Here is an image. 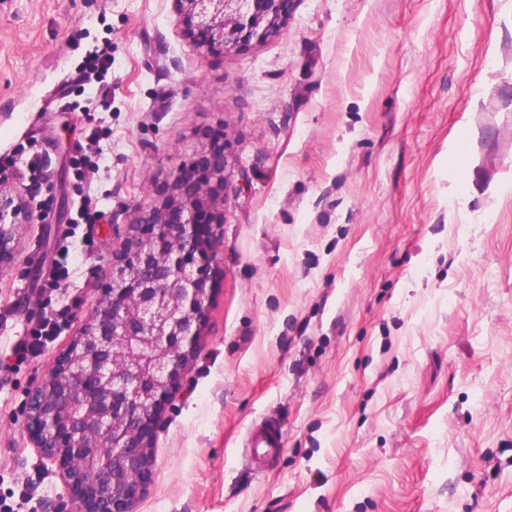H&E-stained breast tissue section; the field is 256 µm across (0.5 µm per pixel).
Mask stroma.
<instances>
[{
	"instance_id": "35a3bbf8",
	"label": "stroma",
	"mask_w": 512,
	"mask_h": 512,
	"mask_svg": "<svg viewBox=\"0 0 512 512\" xmlns=\"http://www.w3.org/2000/svg\"><path fill=\"white\" fill-rule=\"evenodd\" d=\"M106 41L112 107L71 111ZM93 130L102 217L77 224ZM31 144L41 185L0 167L37 216L0 261V503H68L24 402L101 302L134 206L217 144L209 307L133 512H512V0H295L224 53L176 0H0V154ZM270 416L277 456L246 457Z\"/></svg>"
}]
</instances>
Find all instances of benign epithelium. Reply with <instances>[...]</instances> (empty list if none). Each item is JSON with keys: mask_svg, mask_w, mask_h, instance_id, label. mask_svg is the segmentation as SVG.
I'll return each instance as SVG.
<instances>
[{"mask_svg": "<svg viewBox=\"0 0 512 512\" xmlns=\"http://www.w3.org/2000/svg\"><path fill=\"white\" fill-rule=\"evenodd\" d=\"M205 51L279 33L292 0H178ZM229 161L209 149L171 173L161 201L134 207V231L108 271L101 305L32 392L24 422L68 485V512H131L150 481L149 438L187 370L210 298L202 217L217 223ZM0 194V257L19 225Z\"/></svg>", "mask_w": 512, "mask_h": 512, "instance_id": "obj_1", "label": "benign epithelium"}]
</instances>
